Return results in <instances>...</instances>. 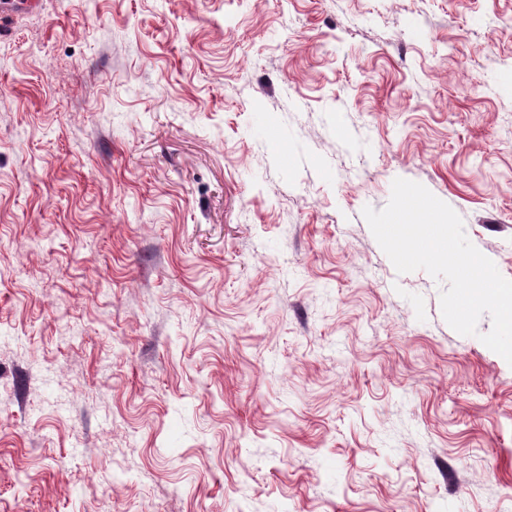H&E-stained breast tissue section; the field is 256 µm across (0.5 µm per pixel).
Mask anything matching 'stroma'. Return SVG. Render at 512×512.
Instances as JSON below:
<instances>
[{"label":"stroma","instance_id":"stroma-1","mask_svg":"<svg viewBox=\"0 0 512 512\" xmlns=\"http://www.w3.org/2000/svg\"><path fill=\"white\" fill-rule=\"evenodd\" d=\"M512 280V0H36L0 32V512H512V365L364 207Z\"/></svg>","mask_w":512,"mask_h":512}]
</instances>
